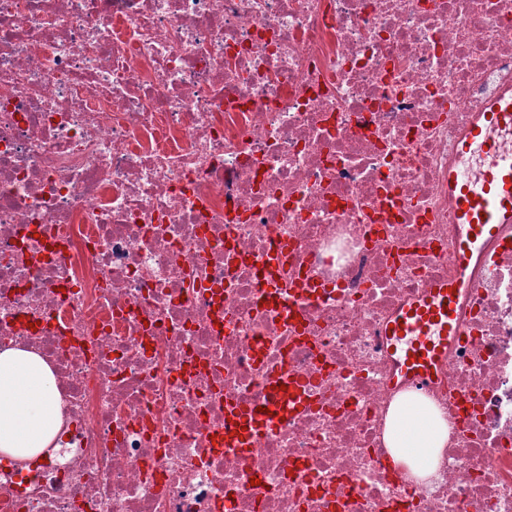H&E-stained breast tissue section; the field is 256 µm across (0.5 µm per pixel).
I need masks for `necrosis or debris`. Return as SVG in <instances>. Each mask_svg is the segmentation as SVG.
I'll return each instance as SVG.
<instances>
[{"instance_id": "4bbe7bcc", "label": "necrosis or debris", "mask_w": 512, "mask_h": 512, "mask_svg": "<svg viewBox=\"0 0 512 512\" xmlns=\"http://www.w3.org/2000/svg\"><path fill=\"white\" fill-rule=\"evenodd\" d=\"M507 95L512 0H0V350L63 401L0 512H512V243L459 270L448 193ZM462 277L403 376L389 324ZM447 441V426L439 418H430L416 408L391 415L390 448H395L397 461L408 465L422 479L432 474V462Z\"/></svg>"}]
</instances>
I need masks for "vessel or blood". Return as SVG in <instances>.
<instances>
[{
	"label": "vessel or blood",
	"mask_w": 512,
	"mask_h": 512,
	"mask_svg": "<svg viewBox=\"0 0 512 512\" xmlns=\"http://www.w3.org/2000/svg\"><path fill=\"white\" fill-rule=\"evenodd\" d=\"M501 125H512V97L499 99L485 113L459 143V151L478 145L488 154H498L499 144L490 131ZM450 187L457 221L466 227V234L454 252L457 263L463 265L485 242L512 231V161L489 167L480 186L454 180ZM457 302L452 285H439L431 301L407 310L400 322L390 327V335L400 346L404 367L414 376L428 377L449 339L461 335Z\"/></svg>",
	"instance_id": "1"
}]
</instances>
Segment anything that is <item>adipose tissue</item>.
<instances>
[{"label":"adipose tissue","instance_id":"1","mask_svg":"<svg viewBox=\"0 0 512 512\" xmlns=\"http://www.w3.org/2000/svg\"><path fill=\"white\" fill-rule=\"evenodd\" d=\"M60 429V398L51 367L36 353L0 350V452L18 458L35 455L58 440ZM447 441L446 424L419 409L391 416L395 458L420 478L431 475Z\"/></svg>","mask_w":512,"mask_h":512}]
</instances>
